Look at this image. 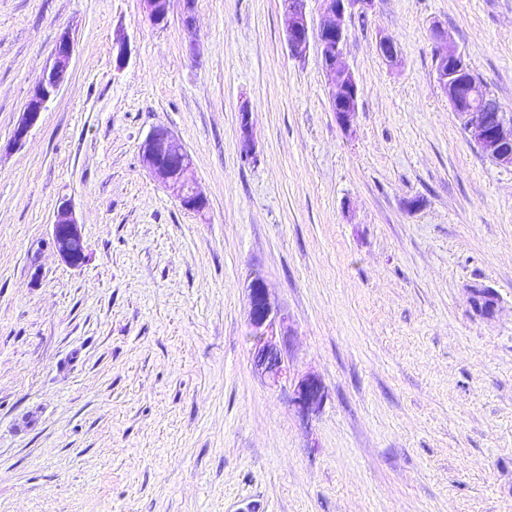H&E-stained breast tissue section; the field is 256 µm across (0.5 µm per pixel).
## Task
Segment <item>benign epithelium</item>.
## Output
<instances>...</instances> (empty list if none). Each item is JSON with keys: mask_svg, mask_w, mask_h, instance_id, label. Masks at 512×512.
Returning <instances> with one entry per match:
<instances>
[{"mask_svg": "<svg viewBox=\"0 0 512 512\" xmlns=\"http://www.w3.org/2000/svg\"><path fill=\"white\" fill-rule=\"evenodd\" d=\"M148 19L164 23L173 0H142ZM305 0H283L288 17L286 41L292 56H306L311 39H316L325 68L328 96L336 120L349 130L358 112L359 87L344 57L347 41L346 18L364 14L373 0H321L324 20L317 35H312L307 21ZM75 50L74 40L65 33L58 39L54 52L45 65L19 123L12 141L22 145L30 130L38 123L51 98L64 82ZM464 56L446 46L438 51L437 81L467 139L495 164L512 168V114L503 110L496 97L477 96L475 85L464 81ZM141 162L148 173L164 187L172 190L181 206L190 212L206 208V198L187 177L193 165L192 156L173 132L157 127L146 138ZM53 244L58 254L71 265H81L88 257V246L79 230L71 206L61 204L53 224ZM248 336L252 344L254 367L271 386L292 388V402L298 411L307 413L319 407L325 398L324 387L313 376L298 378L292 373L282 343L288 335V315L271 299L264 279L255 275L248 286ZM474 309L489 315L494 309L491 293L483 288L471 289Z\"/></svg>", "mask_w": 512, "mask_h": 512, "instance_id": "7a95c632", "label": "benign epithelium"}]
</instances>
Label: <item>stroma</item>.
<instances>
[{"label": "stroma", "mask_w": 512, "mask_h": 512, "mask_svg": "<svg viewBox=\"0 0 512 512\" xmlns=\"http://www.w3.org/2000/svg\"><path fill=\"white\" fill-rule=\"evenodd\" d=\"M281 3L155 26L141 0H0V512H512V169L463 134L434 38L512 112V0L348 18V132ZM65 32L68 78L13 146ZM158 126L203 212L144 169ZM65 201L79 267L52 244ZM257 274L326 390L309 417L255 371Z\"/></svg>", "instance_id": "obj_1"}]
</instances>
